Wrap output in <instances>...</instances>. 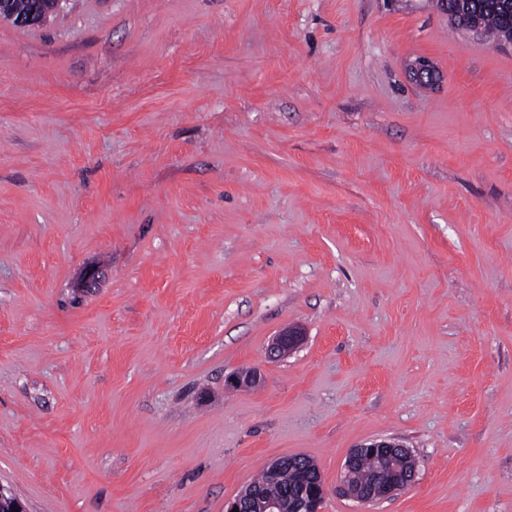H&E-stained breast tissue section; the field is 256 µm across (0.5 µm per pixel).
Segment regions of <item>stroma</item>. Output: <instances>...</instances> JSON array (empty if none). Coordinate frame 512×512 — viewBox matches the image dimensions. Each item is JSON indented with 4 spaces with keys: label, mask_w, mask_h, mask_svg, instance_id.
<instances>
[{
    "label": "stroma",
    "mask_w": 512,
    "mask_h": 512,
    "mask_svg": "<svg viewBox=\"0 0 512 512\" xmlns=\"http://www.w3.org/2000/svg\"><path fill=\"white\" fill-rule=\"evenodd\" d=\"M377 438L417 476L361 504ZM295 455L322 512H512V44L432 0L0 20V484L224 512ZM303 337L301 332L294 328L288 327L283 329L273 341L270 354L282 356L296 348L302 341ZM365 455H380L389 461L388 469L381 472L385 468L384 461L378 456L369 457ZM363 456L365 457L360 465L350 473ZM403 458L411 461L412 466L401 471L399 462L403 461ZM415 475L414 458L408 448L392 440H373L354 448L349 453L344 464L342 489H345L356 501L370 503L378 499L389 498L406 489L415 481ZM347 481L349 485L357 487L369 486L372 482L373 484L364 489L353 490L349 488Z\"/></svg>",
    "instance_id": "35a3bbf8"
}]
</instances>
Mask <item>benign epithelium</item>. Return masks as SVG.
Masks as SVG:
<instances>
[{"instance_id":"benign-epithelium-1","label":"benign epithelium","mask_w":512,"mask_h":512,"mask_svg":"<svg viewBox=\"0 0 512 512\" xmlns=\"http://www.w3.org/2000/svg\"><path fill=\"white\" fill-rule=\"evenodd\" d=\"M456 11L471 16L468 31L480 35V19L472 13L470 0H456ZM6 16L19 26H36L45 21L39 0H30L27 9L20 11L12 0H0V18ZM413 79L421 84L431 83L435 79L434 69L429 63L419 61L411 66ZM302 341L301 332L288 327L283 329L273 341L270 354L282 356L296 348ZM260 380V373L255 369L237 372L226 379V385L233 388H248L256 385ZM365 455H379L389 461L388 469L376 477L373 484L367 488L351 489L347 478L360 459ZM407 459L414 461L411 451L404 445L392 440L380 439L362 444L354 448L348 455L343 471L342 488L356 501L370 503L378 499H385L396 495L406 489L415 481L416 466L400 469L399 462ZM325 486L320 472L308 468V481L301 484L290 500L284 501L265 497L255 488L250 487L227 504L225 512L239 509V512H321L325 498Z\"/></svg>"}]
</instances>
